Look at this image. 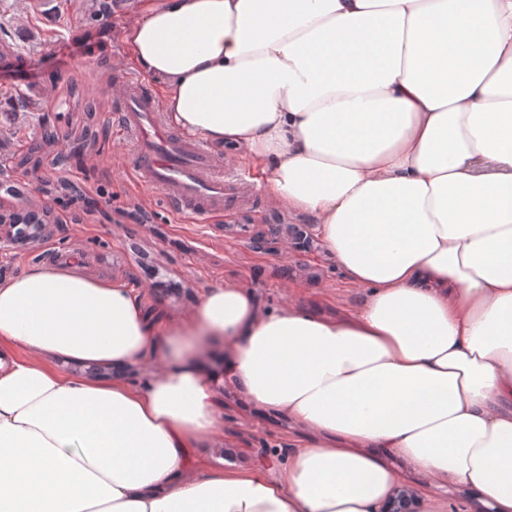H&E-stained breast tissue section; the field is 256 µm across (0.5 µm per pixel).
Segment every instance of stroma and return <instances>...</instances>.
Instances as JSON below:
<instances>
[{"label": "stroma", "instance_id": "obj_1", "mask_svg": "<svg viewBox=\"0 0 512 512\" xmlns=\"http://www.w3.org/2000/svg\"><path fill=\"white\" fill-rule=\"evenodd\" d=\"M134 6L125 0L107 22L90 26L77 12L39 13L31 0H0V27L18 47L17 54L0 60V94L24 92L27 105L17 114L0 109V143L10 159L0 186L24 193L19 200L0 197V212L45 211L57 226L36 246L17 247L0 263V278L74 257L86 275L132 288L150 317L168 325L191 314L208 288L224 284L250 288L264 310L299 304L327 319L356 311L364 290L348 281L321 241L302 252L289 248L287 225L304 224L311 234L317 226L270 197L263 175L241 148L213 147L225 175L241 178L242 187L237 197L201 217L174 213L162 192L129 173L131 145L116 135L113 122L124 84L136 80L144 94L157 95L154 83L125 62L121 32L134 19ZM73 84L96 105L93 119L67 111L64 98ZM87 126L96 143L82 149L78 142ZM36 141L44 149L35 162L20 165ZM62 183L87 192L103 187L113 197L111 213L89 212L83 200L58 192ZM215 352L205 366L223 401L222 426L195 449L192 468L277 470L307 440L308 430L279 411L252 404L229 380L223 347ZM391 463L417 496L445 499L448 512H482L483 503L464 485L420 476L397 457Z\"/></svg>", "mask_w": 512, "mask_h": 512}]
</instances>
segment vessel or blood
<instances>
[{"label":"vessel or blood","instance_id":"obj_1","mask_svg":"<svg viewBox=\"0 0 512 512\" xmlns=\"http://www.w3.org/2000/svg\"><path fill=\"white\" fill-rule=\"evenodd\" d=\"M116 125L134 146L133 177L161 190L174 212L204 215L236 194L235 181L218 175L216 159L205 145L169 132L157 103L142 96L138 81L126 84Z\"/></svg>","mask_w":512,"mask_h":512}]
</instances>
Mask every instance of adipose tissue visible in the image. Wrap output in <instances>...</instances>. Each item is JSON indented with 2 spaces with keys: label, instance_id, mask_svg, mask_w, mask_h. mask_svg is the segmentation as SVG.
<instances>
[{
  "label": "adipose tissue",
  "instance_id": "1",
  "mask_svg": "<svg viewBox=\"0 0 512 512\" xmlns=\"http://www.w3.org/2000/svg\"><path fill=\"white\" fill-rule=\"evenodd\" d=\"M138 10L127 58L172 123L242 148L365 299L328 320L224 285L169 327L74 267L0 282V512H378L390 454L512 512V0ZM215 346L312 433L277 472L188 470L220 428ZM155 365L152 363H138L126 368H112L108 375L104 377H112L113 379H123L133 384H141L148 380L154 372Z\"/></svg>",
  "mask_w": 512,
  "mask_h": 512
}]
</instances>
